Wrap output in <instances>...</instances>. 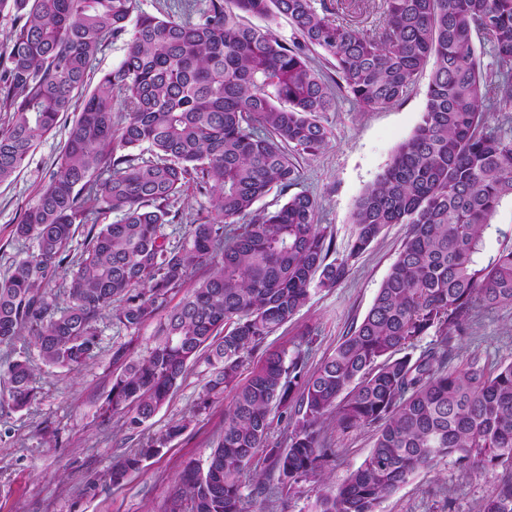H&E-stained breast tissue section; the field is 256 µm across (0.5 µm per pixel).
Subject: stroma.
Returning a JSON list of instances; mask_svg holds the SVG:
<instances>
[{
	"instance_id": "obj_1",
	"label": "stroma",
	"mask_w": 512,
	"mask_h": 512,
	"mask_svg": "<svg viewBox=\"0 0 512 512\" xmlns=\"http://www.w3.org/2000/svg\"><path fill=\"white\" fill-rule=\"evenodd\" d=\"M428 83V74H421L408 95L386 109H364L338 94L336 111L323 117L329 130L327 146L314 156H294L301 174L298 188L316 198L320 223L333 237L337 254H344L353 237L357 199L420 124ZM73 119V113H65L20 173L0 184V279L28 249L15 239L13 226L47 183ZM208 207V195L193 187L172 201L174 239H182ZM407 230L404 224L390 225L369 250L352 260L341 283L312 292L292 321L267 339L266 349H294L312 330L318 339L310 362L318 364L367 313ZM157 327L153 320L130 331L102 315L97 349L72 368L46 365L29 335L0 344V373L12 360L28 356L37 390L36 401L27 409L0 407V512H164L178 490L177 475L184 464L205 463L216 447L231 396L223 394L206 412L195 414L209 380V367L200 360L189 366L170 400L137 433L123 429L122 414L106 405L114 370L112 347L126 343L134 356L146 357L156 343ZM473 353L495 363L512 361V309L479 315L460 349L464 357ZM175 421L187 424L180 436L143 459L121 483H112L113 463L137 453L148 438L165 433ZM325 431L336 450L326 469V483L331 485L368 456L373 431H343L331 420ZM501 475L498 467L465 474L448 459L418 472L380 504L379 512H478Z\"/></svg>"
}]
</instances>
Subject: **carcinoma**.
Masks as SVG:
<instances>
[{
	"instance_id": "obj_1",
	"label": "carcinoma",
	"mask_w": 512,
	"mask_h": 512,
	"mask_svg": "<svg viewBox=\"0 0 512 512\" xmlns=\"http://www.w3.org/2000/svg\"><path fill=\"white\" fill-rule=\"evenodd\" d=\"M316 0H208L195 13L156 17L140 0H0L12 16L0 54V183L26 164L40 139L81 100L66 145L14 234L32 242L0 281V344L26 332L50 366L85 363L98 320L127 330L159 322V342L136 359L113 347L108 394L135 432L169 399L190 363L211 367L197 411L226 391L224 429L205 467L188 463L167 512H266L273 496L323 481L335 456L324 432L375 431L372 450L346 478L325 487L315 512H378L420 470L451 458L462 472L502 467L479 512H512V362L473 354L460 342L478 315L512 308V245L487 251L492 219L512 202V133L495 117L512 103V0H384L381 32L337 21ZM248 16L288 19L287 45ZM490 46L486 69L474 38ZM124 39V59L86 90L97 53ZM334 62L337 85L366 109L401 100L430 69L414 134L356 201L348 253L328 261L333 241L311 194L288 190L300 172L288 151L315 155L337 100L308 51ZM121 99L126 115L115 120ZM210 207L173 245L169 205L189 187ZM287 196L274 211L256 203ZM119 219L97 224L98 215ZM87 243L70 260L73 225ZM391 224L409 227L361 322L314 368L306 348L267 352L245 380L247 357L287 324L317 288H334L349 262ZM213 272L175 305L193 268ZM65 278L63 295L48 287ZM423 336L433 337L417 350ZM15 410L36 399L27 358L5 372ZM286 422V447L268 442L271 416ZM172 424L112 465L118 484L142 458L180 435ZM259 460L268 479L248 485Z\"/></svg>"
}]
</instances>
